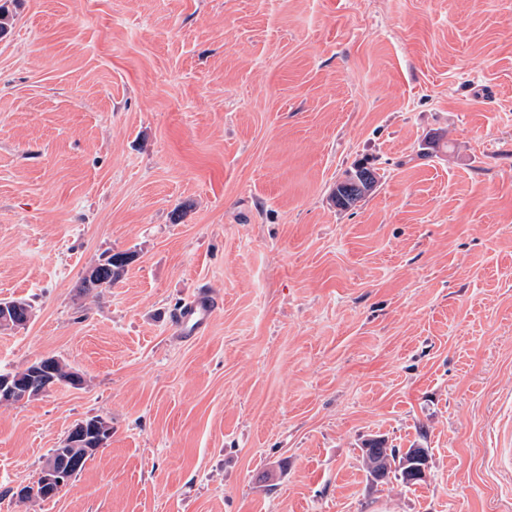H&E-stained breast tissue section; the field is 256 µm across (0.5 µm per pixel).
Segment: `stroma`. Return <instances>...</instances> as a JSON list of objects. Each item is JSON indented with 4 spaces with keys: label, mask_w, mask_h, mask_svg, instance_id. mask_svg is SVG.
Returning a JSON list of instances; mask_svg holds the SVG:
<instances>
[{
    "label": "stroma",
    "mask_w": 512,
    "mask_h": 512,
    "mask_svg": "<svg viewBox=\"0 0 512 512\" xmlns=\"http://www.w3.org/2000/svg\"><path fill=\"white\" fill-rule=\"evenodd\" d=\"M11 9L0 300L32 315L0 373L85 384L0 405V512H512V0ZM359 160L378 183L338 208ZM95 416L108 444L19 501ZM376 436L428 449L424 481L368 479ZM122 254H113L105 258L103 262L90 267L82 278L80 288L84 292H100L107 288H112L122 276L127 260ZM214 310L213 299L205 292H199L180 308L173 326L181 336L196 335L207 327ZM494 468L505 477L512 478V426H508L500 435L499 448H496L492 459Z\"/></svg>",
    "instance_id": "stroma-1"
}]
</instances>
